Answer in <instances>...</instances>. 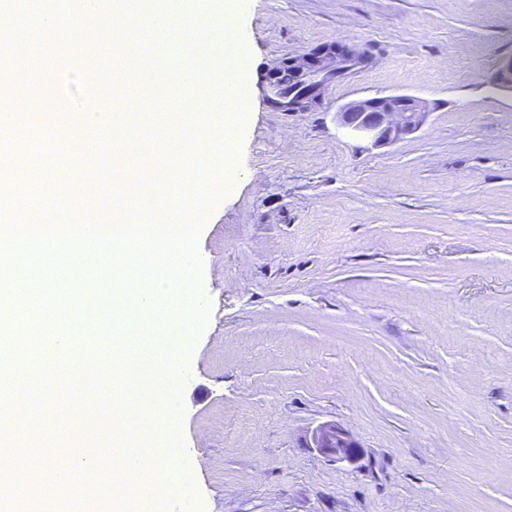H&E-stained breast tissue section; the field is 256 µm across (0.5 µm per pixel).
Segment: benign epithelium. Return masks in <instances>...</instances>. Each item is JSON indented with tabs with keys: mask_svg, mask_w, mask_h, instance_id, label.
<instances>
[{
	"mask_svg": "<svg viewBox=\"0 0 512 512\" xmlns=\"http://www.w3.org/2000/svg\"><path fill=\"white\" fill-rule=\"evenodd\" d=\"M373 65V57L354 45H321L306 56L280 62L270 76L269 85L274 93L271 102L291 111H304L316 103L330 76H343L351 70ZM493 85L512 89V58L496 72ZM428 113V105L421 98L393 94L352 101L336 116L342 126L372 145L381 146L397 142L417 130ZM307 447L316 448L338 462L356 464L361 457L360 445L354 437L335 424L317 429Z\"/></svg>",
	"mask_w": 512,
	"mask_h": 512,
	"instance_id": "7a95c632",
	"label": "benign epithelium"
}]
</instances>
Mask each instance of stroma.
I'll return each instance as SVG.
<instances>
[{
  "label": "stroma",
  "instance_id": "stroma-1",
  "mask_svg": "<svg viewBox=\"0 0 512 512\" xmlns=\"http://www.w3.org/2000/svg\"><path fill=\"white\" fill-rule=\"evenodd\" d=\"M246 52L250 99L223 192L195 215L199 293L207 309L179 346L174 430L182 468L138 467L129 496L147 512H512V94L496 90L512 55V0H229ZM342 42L375 60L328 82L319 104L270 101L278 62ZM111 82L159 99L154 80L84 45ZM389 94L430 113L403 140L373 147L336 122L348 102ZM164 155L134 160L124 181L175 175L188 139L179 114L150 120ZM55 125L0 139L6 156L44 155ZM97 153L70 156L73 198L112 193V131ZM333 422L360 444L358 464L306 447ZM83 487L51 500L17 486L0 500L20 512H114Z\"/></svg>",
  "mask_w": 512,
  "mask_h": 512
}]
</instances>
